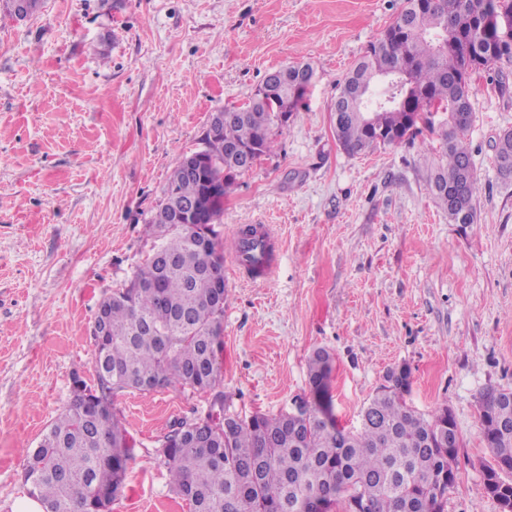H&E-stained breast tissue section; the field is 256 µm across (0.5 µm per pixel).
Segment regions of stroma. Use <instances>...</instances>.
Instances as JSON below:
<instances>
[{"label": "stroma", "mask_w": 512, "mask_h": 512, "mask_svg": "<svg viewBox=\"0 0 512 512\" xmlns=\"http://www.w3.org/2000/svg\"><path fill=\"white\" fill-rule=\"evenodd\" d=\"M403 0H45L0 22V512L28 495L23 473L73 380L95 387L99 303L151 253L146 232L171 173L204 149L212 113L241 107L266 76L307 62L305 105L270 152L237 176L217 230L273 225L278 269L245 283L225 267L224 411L291 410L307 362L332 356L340 424L388 369L406 366L409 405L448 406L461 438L446 512H499L478 397L512 388V180L493 142L512 128V61L473 74L466 141L480 192L453 224L427 182L421 137L351 156L336 141L338 85ZM211 396L182 388L114 395L134 442L112 512H189L158 439L205 418Z\"/></svg>", "instance_id": "stroma-1"}]
</instances>
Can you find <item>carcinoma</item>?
<instances>
[{"mask_svg": "<svg viewBox=\"0 0 512 512\" xmlns=\"http://www.w3.org/2000/svg\"><path fill=\"white\" fill-rule=\"evenodd\" d=\"M43 0H0V11L23 21ZM493 14L512 16V0H404L382 37L344 79L334 105L336 141L355 156L390 146L415 133H428L429 151L441 160L428 176L432 196L452 224L474 223L479 191L471 152L465 144L473 108L471 75L512 61V32L485 26ZM308 63L281 71L274 86L242 107L224 112L209 127L201 170L177 165L163 190L147 233L179 262L149 255L129 284L104 299L101 335L94 337L98 391L95 406L70 402L49 425L24 468L30 494L44 512H109L131 459L126 429L110 410L112 396L125 390L164 387L213 393L224 403L218 353L224 333V253L237 240L254 236L247 225L239 239L221 241L194 217L174 221L172 203L203 204L221 223L224 197H207L209 185L227 192L236 176L255 167L271 147L274 129L288 123L312 81ZM438 145H433V142ZM497 173L512 179V129L494 140ZM332 359L325 349L308 361L309 394L295 402L298 415L254 414L247 419L208 414L209 446L195 443V421H176L158 453L168 466L175 492L190 512H314L329 499L336 512L356 502L361 512H445L457 475V432L448 429L450 410L425 415L404 395L411 372L390 369L385 384L362 413L361 426L347 431L329 402ZM482 439L491 455L485 488L502 512H512V389L489 387L478 398Z\"/></svg>", "mask_w": 512, "mask_h": 512, "instance_id": "obj_1", "label": "carcinoma"}]
</instances>
